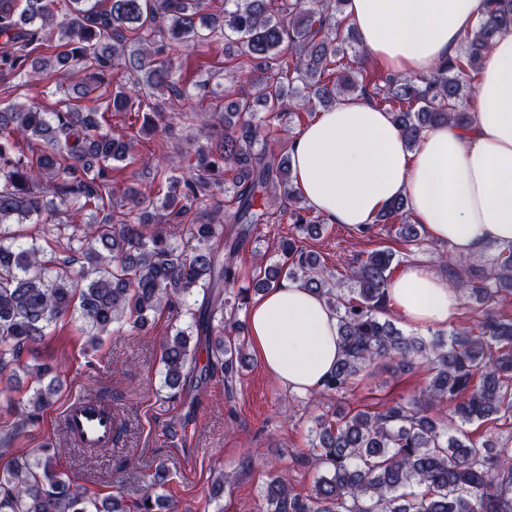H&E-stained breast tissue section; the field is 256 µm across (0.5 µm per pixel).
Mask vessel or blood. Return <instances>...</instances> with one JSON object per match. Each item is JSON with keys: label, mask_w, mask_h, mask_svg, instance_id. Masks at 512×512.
<instances>
[{"label": "vessel or blood", "mask_w": 512, "mask_h": 512, "mask_svg": "<svg viewBox=\"0 0 512 512\" xmlns=\"http://www.w3.org/2000/svg\"><path fill=\"white\" fill-rule=\"evenodd\" d=\"M62 420L69 437L77 447H111L114 434L112 415L92 399L77 394L70 395Z\"/></svg>", "instance_id": "obj_1"}]
</instances>
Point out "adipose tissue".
<instances>
[{
  "instance_id": "adipose-tissue-1",
  "label": "adipose tissue",
  "mask_w": 512,
  "mask_h": 512,
  "mask_svg": "<svg viewBox=\"0 0 512 512\" xmlns=\"http://www.w3.org/2000/svg\"><path fill=\"white\" fill-rule=\"evenodd\" d=\"M486 12L485 0H348L346 16L368 58L428 74L454 55ZM289 154L295 193L328 223L358 230L392 199L408 198L414 223L469 255L512 244V30L500 32L478 75L468 127L426 129L408 148L390 112L345 98L302 126ZM459 293L425 265L395 270L387 307L421 328L447 325ZM255 357L282 386L317 389L340 354L335 315L314 292L283 282L246 313Z\"/></svg>"
}]
</instances>
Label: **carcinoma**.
I'll return each instance as SVG.
<instances>
[{
	"mask_svg": "<svg viewBox=\"0 0 512 512\" xmlns=\"http://www.w3.org/2000/svg\"><path fill=\"white\" fill-rule=\"evenodd\" d=\"M347 0H224V15L208 11L207 0H0V77L46 71L85 76L73 87L82 100L48 116L31 108L0 110V373L10 367L37 378L39 388L16 411L17 421L0 430L8 448L58 394L55 368L28 366L31 353L52 335L51 326L68 313L88 324L87 343L109 333L142 330L151 315L187 308L191 325L162 345L163 386L200 390L216 373L231 382L244 364V342L224 340L230 324H245L226 312L217 288L236 285L237 257L258 226L283 216L300 234L320 235L292 187L288 151L270 148L254 123L255 107L280 121L298 110L327 109L343 97L373 87L377 102L389 107L408 147L439 123H470L467 102L476 93L469 82L482 68L496 35L512 28V0H486L485 18L465 39L460 52L427 76L400 73L358 77L344 61L360 44L342 25ZM56 31L62 50L32 56V45ZM237 43L224 70L249 68L225 111L195 112L203 128H224L217 138L181 152L182 174L154 163L153 181L162 195L127 186L121 201L129 208L119 219L106 211L115 196L112 171L133 158V140L104 128L100 88L117 68L129 81L108 95L106 111L142 112L143 125L163 107L190 98L174 79L168 52L213 36ZM25 141L33 151L18 149ZM234 172L231 180L226 171ZM230 197L225 202L219 198ZM79 205L102 217L76 228L70 256L58 258L6 230L9 221L34 218ZM408 200L392 201L363 232L376 227L411 246L422 244L415 224H390L409 214ZM204 215L202 223L196 217ZM156 224H188L200 243L185 252ZM281 261L264 268L254 288L240 287L237 309L256 293L283 279L301 283L321 296L336 315L342 355L318 397L340 394L367 367L387 359L422 358L429 381L420 395L395 401L380 411H333L315 418L310 454L322 469L312 492H294L277 474L262 491L267 512H512V448L492 439L472 438L462 427L512 417V319L490 310L470 327L439 332L430 340L406 334L386 318L390 277L401 263L389 248L375 249L351 262L345 281L336 280L323 257L281 240ZM449 281L482 302L512 295V245L503 246L490 269L448 254ZM202 293V306L189 299ZM195 342H190V339ZM206 361L199 364L198 346ZM454 402L443 413L445 400ZM69 447L16 448L0 470V512H155L159 497L146 495L133 506L109 496L98 501L61 469Z\"/></svg>",
	"mask_w": 512,
	"mask_h": 512,
	"instance_id": "obj_1",
	"label": "carcinoma"
}]
</instances>
